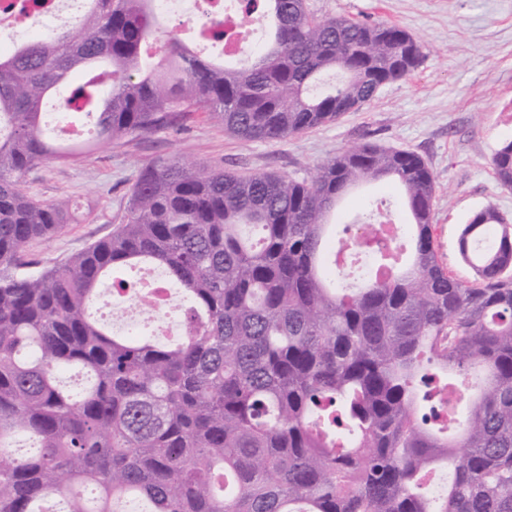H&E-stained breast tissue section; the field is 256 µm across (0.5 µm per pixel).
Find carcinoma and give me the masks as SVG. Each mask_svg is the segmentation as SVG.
I'll use <instances>...</instances> for the list:
<instances>
[{
    "label": "carcinoma",
    "mask_w": 512,
    "mask_h": 512,
    "mask_svg": "<svg viewBox=\"0 0 512 512\" xmlns=\"http://www.w3.org/2000/svg\"><path fill=\"white\" fill-rule=\"evenodd\" d=\"M237 7L265 27L241 63L192 51L155 0H87L79 33L0 55V512H47L62 491L65 512H512V225L474 213L457 250L475 278L455 279L417 154L364 144L303 178L160 159L110 234L52 266L26 253L72 218L22 188L48 161L199 111L242 141L284 140L423 58L396 25L319 19L307 0ZM76 72L63 102L92 126L68 142L42 107ZM492 165L511 189L512 140ZM387 179L406 227L365 252L349 224L328 238L337 201ZM134 268L181 294L186 335L92 316Z\"/></svg>",
    "instance_id": "1"
}]
</instances>
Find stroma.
<instances>
[{"instance_id": "stroma-1", "label": "stroma", "mask_w": 512, "mask_h": 512, "mask_svg": "<svg viewBox=\"0 0 512 512\" xmlns=\"http://www.w3.org/2000/svg\"><path fill=\"white\" fill-rule=\"evenodd\" d=\"M318 18L347 17L399 26L423 47L408 78L383 87L358 110L285 140L246 143L203 115L179 131L163 130L97 146L73 164L47 162L29 172L36 198L70 202L73 219L52 239L29 243L44 265L60 262L120 223L140 170L176 157L237 174L303 177L336 154L365 143L418 154L436 180L433 211L438 252L450 275L472 282L457 251L462 224L491 205L512 221V189L496 178L492 158L512 139V0H309ZM377 200L402 214L392 183L359 185L331 221L346 224Z\"/></svg>"}]
</instances>
